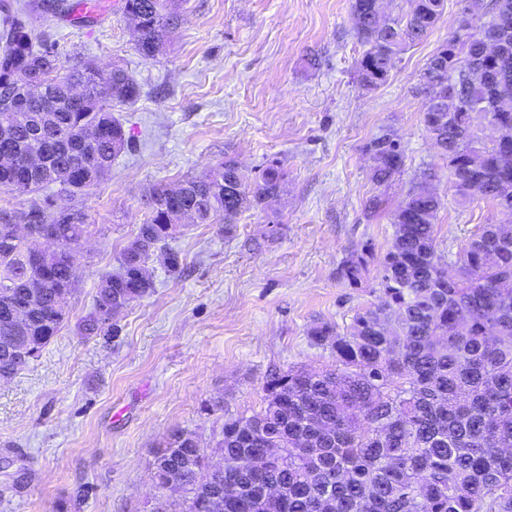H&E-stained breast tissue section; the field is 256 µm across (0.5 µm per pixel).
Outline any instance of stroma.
<instances>
[{"instance_id":"35a3bbf8","label":"stroma","mask_w":512,"mask_h":512,"mask_svg":"<svg viewBox=\"0 0 512 512\" xmlns=\"http://www.w3.org/2000/svg\"><path fill=\"white\" fill-rule=\"evenodd\" d=\"M63 68L121 66L139 85L116 104L133 148L99 183L55 204L83 211L91 232L76 257L68 319L30 366L0 382V512H149L158 491L154 450L185 429L210 445L225 420L260 411L271 376L336 363L310 331L345 332L378 302L377 272L392 241V211L421 178L441 199L436 248L455 262L482 224L512 214L474 196L458 204L448 161L422 122L420 76L458 26L461 0H445L432 32L397 56L386 82L363 87L353 0H182L162 53L143 57L121 0H81L87 16H58L23 0ZM399 139L404 171L371 179L367 144ZM233 159L243 186L278 163L280 198L243 211L233 237L192 224L170 246L178 274L149 265L153 291L113 319L116 335L85 337L98 280L144 218L149 192ZM387 209L366 219L376 194ZM371 249L361 286L338 269Z\"/></svg>"}]
</instances>
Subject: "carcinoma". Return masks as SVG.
<instances>
[{
	"instance_id": "1",
	"label": "carcinoma",
	"mask_w": 512,
	"mask_h": 512,
	"mask_svg": "<svg viewBox=\"0 0 512 512\" xmlns=\"http://www.w3.org/2000/svg\"><path fill=\"white\" fill-rule=\"evenodd\" d=\"M396 17L381 0H353L355 34L363 47L356 70L372 89L388 76L404 48L426 38L442 16L444 0H408ZM461 19L421 75L431 105L423 113L430 138L448 158L454 195L464 204L479 195L512 206V34L493 56L472 33L497 29L512 18V0H494L488 17L474 19V0H461ZM146 57L162 52L180 19L174 0H123ZM54 48L20 7L0 4V191L38 194L52 185L75 195L102 180L112 160L131 148L112 104L132 103L137 83L120 67L108 73L90 62L59 75ZM455 91L448 92V83ZM84 93L76 99L72 87ZM486 126L510 133L487 143ZM95 144L81 146L86 130ZM371 179L387 185L404 171V152L391 134L367 145ZM286 173L269 165L248 193L236 164L226 160L175 186L153 188L148 215L123 247L118 270L97 284L93 308L79 324L84 336L115 331L114 313L148 295L146 274L156 260L180 271L164 225L195 210L193 223L222 224L236 232L237 217L268 204L284 190ZM49 200L16 214L30 233L0 246V375L27 369L67 320L61 290L77 283L75 255L90 233L76 210L51 213ZM440 198L419 184L399 203L391 246L380 263V301L359 310L349 331L323 324L312 341L336 354V368L290 370L266 386L265 406L250 417L229 418L211 451L182 429L169 433L150 463L159 489L150 512H512V234L484 224L464 245L448 276L435 227ZM57 239L38 250L41 236ZM371 251L351 254L339 276L358 286ZM24 314L21 323L14 315ZM280 454L260 470L241 469L244 457ZM224 458L217 474L209 456ZM230 498H214L224 482ZM281 489L272 502L264 487Z\"/></svg>"
}]
</instances>
